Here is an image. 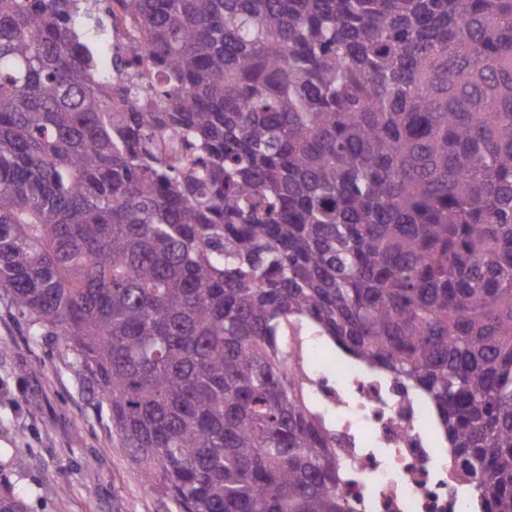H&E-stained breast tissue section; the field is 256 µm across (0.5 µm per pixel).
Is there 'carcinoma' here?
Returning a JSON list of instances; mask_svg holds the SVG:
<instances>
[{
    "label": "carcinoma",
    "instance_id": "cac0c4a2",
    "mask_svg": "<svg viewBox=\"0 0 512 512\" xmlns=\"http://www.w3.org/2000/svg\"><path fill=\"white\" fill-rule=\"evenodd\" d=\"M0 0V291L181 512H353L283 344L432 403L512 512V0ZM0 512H27L0 493Z\"/></svg>",
    "mask_w": 512,
    "mask_h": 512
}]
</instances>
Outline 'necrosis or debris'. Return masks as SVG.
<instances>
[{"label": "necrosis or debris", "mask_w": 512, "mask_h": 512, "mask_svg": "<svg viewBox=\"0 0 512 512\" xmlns=\"http://www.w3.org/2000/svg\"><path fill=\"white\" fill-rule=\"evenodd\" d=\"M302 371L313 404L336 416L340 488L354 512H469L478 491L439 447L424 394L346 359Z\"/></svg>", "instance_id": "4bbe7bcc"}]
</instances>
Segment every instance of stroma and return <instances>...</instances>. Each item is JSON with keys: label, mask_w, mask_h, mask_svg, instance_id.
<instances>
[{"label": "stroma", "mask_w": 512, "mask_h": 512, "mask_svg": "<svg viewBox=\"0 0 512 512\" xmlns=\"http://www.w3.org/2000/svg\"><path fill=\"white\" fill-rule=\"evenodd\" d=\"M28 512H180L147 492L96 391L0 293V491Z\"/></svg>", "instance_id": "obj_1"}]
</instances>
